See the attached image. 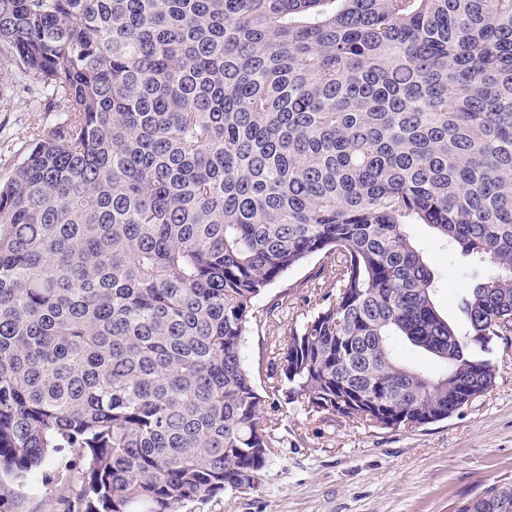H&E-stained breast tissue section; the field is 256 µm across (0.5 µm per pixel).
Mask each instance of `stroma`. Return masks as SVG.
<instances>
[{"instance_id":"obj_1","label":"stroma","mask_w":512,"mask_h":512,"mask_svg":"<svg viewBox=\"0 0 512 512\" xmlns=\"http://www.w3.org/2000/svg\"><path fill=\"white\" fill-rule=\"evenodd\" d=\"M37 101L17 92L0 111V175L11 170L29 144ZM411 233L440 282L435 304L457 324L458 303L474 287L456 253L433 230L415 224ZM325 263L315 255L272 284L262 304L287 296L278 319L252 325L243 354L259 390L276 383L272 354L305 321L309 278ZM499 367L494 388L446 420L418 428L381 429L351 420L307 417L300 405L267 410L266 423L281 440L261 482L225 491L208 502L190 501L180 512H460L493 483L512 481V342L492 344ZM32 482L13 484L23 512H63L64 498L77 486L74 473L45 461Z\"/></svg>"}]
</instances>
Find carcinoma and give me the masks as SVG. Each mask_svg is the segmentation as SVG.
Listing matches in <instances>:
<instances>
[{"mask_svg": "<svg viewBox=\"0 0 512 512\" xmlns=\"http://www.w3.org/2000/svg\"><path fill=\"white\" fill-rule=\"evenodd\" d=\"M41 104L0 178V512L50 456L67 512H178L258 483L298 403L383 429L492 389L512 338V0H0ZM484 270L465 328L409 233ZM258 392L256 301L313 255ZM403 338L434 356L403 363ZM512 481L460 512H504ZM397 353L410 365L429 373L439 371V363L425 352L411 347L409 344L397 340L395 342Z\"/></svg>", "mask_w": 512, "mask_h": 512, "instance_id": "1", "label": "carcinoma"}]
</instances>
